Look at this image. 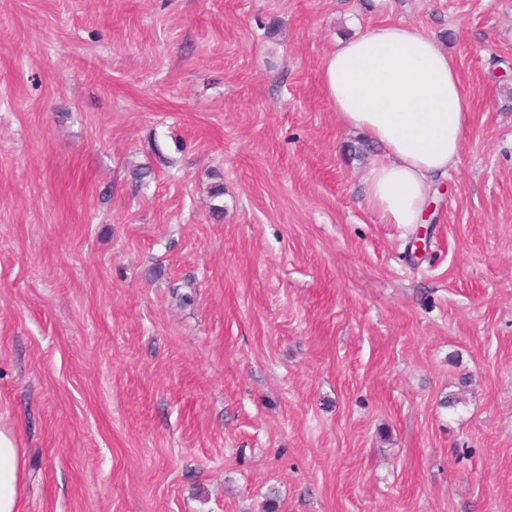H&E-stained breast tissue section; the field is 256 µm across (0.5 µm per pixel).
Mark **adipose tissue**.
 <instances>
[{"instance_id":"1","label":"adipose tissue","mask_w":512,"mask_h":512,"mask_svg":"<svg viewBox=\"0 0 512 512\" xmlns=\"http://www.w3.org/2000/svg\"><path fill=\"white\" fill-rule=\"evenodd\" d=\"M320 80L340 123L383 150L367 179V208L383 224L423 223L468 131L470 103L453 57L419 28L386 23L341 42ZM25 466L16 435L0 430V512H23Z\"/></svg>"}]
</instances>
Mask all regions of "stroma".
I'll list each match as a JSON object with an SVG mask.
<instances>
[{"label":"stroma","mask_w":512,"mask_h":512,"mask_svg":"<svg viewBox=\"0 0 512 512\" xmlns=\"http://www.w3.org/2000/svg\"><path fill=\"white\" fill-rule=\"evenodd\" d=\"M384 21L471 102L411 262L320 82ZM0 429L23 512H512V0H0Z\"/></svg>","instance_id":"obj_1"}]
</instances>
